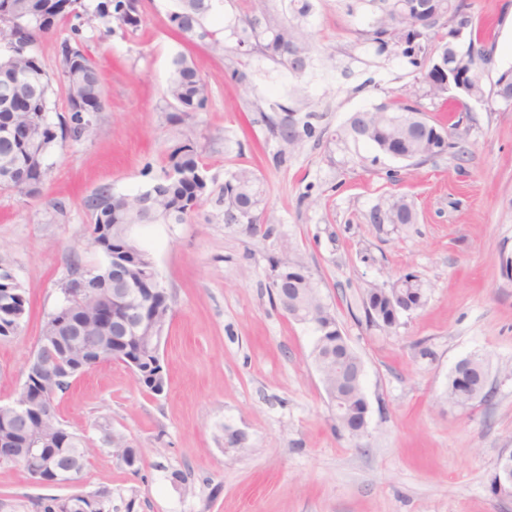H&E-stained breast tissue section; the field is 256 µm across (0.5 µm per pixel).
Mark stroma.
Listing matches in <instances>:
<instances>
[{
  "label": "stroma",
  "instance_id": "stroma-1",
  "mask_svg": "<svg viewBox=\"0 0 512 512\" xmlns=\"http://www.w3.org/2000/svg\"><path fill=\"white\" fill-rule=\"evenodd\" d=\"M465 2L492 52L491 77L512 70V0ZM312 4L310 64L300 76L256 50L218 54L175 37L170 0H141L136 30L85 29L105 101L92 136L58 142L41 199L0 193V262L30 305L21 333L0 341V404L17 395L68 280L105 262L89 243L85 205L100 185L136 193L189 141L213 188L236 169L257 173L262 217L276 232L226 227L209 203L182 224L136 227L171 307L160 349L165 390L151 393L119 362L77 378L58 412L90 440L87 468L75 486L45 487L22 467L0 466V512H39L40 498L77 488L109 491L110 512H512V496L491 490L499 456L512 450V104L491 95L472 105L453 131L464 154L416 168L369 143H343L353 112L393 96L444 123L455 107L429 92L407 59L365 42L370 14L360 0ZM287 6L224 0L211 24L282 21ZM68 35L62 23L36 40L53 78L55 124L70 118L58 69ZM180 54L206 79L209 98L175 125L165 88ZM280 104L311 116L315 136L294 146L273 137L265 117ZM392 194L412 202L415 223H373ZM287 247L363 363L361 439L336 427L312 363L315 331L272 299L270 260ZM406 273L422 280L424 306L390 327L368 323L367 289ZM475 353L489 365L491 399L464 409L441 402L449 372ZM113 428L141 450L140 471L113 456L105 442Z\"/></svg>",
  "mask_w": 512,
  "mask_h": 512
}]
</instances>
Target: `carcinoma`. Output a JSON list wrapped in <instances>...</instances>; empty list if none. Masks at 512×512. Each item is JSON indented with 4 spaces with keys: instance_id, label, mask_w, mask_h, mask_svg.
Listing matches in <instances>:
<instances>
[{
    "instance_id": "1",
    "label": "carcinoma",
    "mask_w": 512,
    "mask_h": 512,
    "mask_svg": "<svg viewBox=\"0 0 512 512\" xmlns=\"http://www.w3.org/2000/svg\"><path fill=\"white\" fill-rule=\"evenodd\" d=\"M174 10L170 14L172 30L179 36L201 42L213 51H252L259 47L273 60L288 64L293 73H302L310 60V44L301 25L311 9V0H289L292 18L278 21L273 18L246 19L243 25H228L229 37L235 45H226L221 31L212 28L209 18L223 6V0H173ZM374 8V17L365 32L369 41L379 53H394L409 59L419 69L421 79L431 83L438 66L457 65L465 69L476 68L488 61L489 51L478 40L469 39V47L476 48V54L457 57L448 50V42L428 46L430 34L435 31L438 21L458 17L461 22L472 25L463 0H433L429 8L438 12V20L424 28H414L411 21L416 0H366ZM0 12L5 19L0 21V45L7 54L0 56V190L30 196L27 186L31 183L43 185L48 177V164L30 161L31 155L39 152L49 155L55 141L71 137L76 143L92 133L89 115L104 109L101 78L97 68L85 55L83 27L94 24L105 33L112 32V24L135 29L141 24L139 0H98L89 8L85 0H0ZM71 23V36L62 41L59 54V69L64 81L66 100L71 112V126L61 123L54 126L48 121L51 111L49 95L52 78L35 51L36 34L50 32L57 22ZM174 113L173 122L204 108L209 95L206 81L188 62L178 57L165 90ZM282 116L265 117L271 135L294 145L315 135V127L291 117L293 111L279 106ZM418 108L398 100L384 102L370 110L354 113L341 130V136L354 141L371 144L379 153L386 155L393 151L410 158L409 165L420 166L425 162L446 154L437 149L434 132L445 128L426 117L405 129ZM263 189L255 171L241 168L229 174L219 192H214L203 174L199 154L191 143L174 148L168 157V172L151 179L146 187L126 200L112 201V190L93 193L87 206L95 215L92 232L99 224H182L191 212L202 204L211 202L223 214L226 224H252L259 220L257 211L262 202ZM376 224H413L416 214L412 204L403 195H392L372 213ZM399 292L408 296L417 307L425 303V291L417 276L406 274L396 279ZM302 301L313 312L331 314L323 302L317 286L309 279L299 285ZM389 289L370 288L364 300L365 316L368 322L384 323L388 317ZM140 313L166 321L169 313L167 298L161 294H145L140 304ZM314 348H332L341 358V370L336 363L323 359L317 365L322 383L349 401L353 407L360 403V389L354 384L356 371L362 361L343 336H320ZM104 359L130 365L138 362L133 373L138 382L152 393H159L158 381L162 377L143 379V370L155 374L163 365L159 364L157 353L138 350L131 345L124 349H112ZM465 367L475 379L468 385L458 382L454 375H448L444 398L461 407L480 403L486 399L480 375L487 370L486 360L478 354L464 358ZM50 429L58 435L54 447L48 453L55 456L74 458L79 450L86 451L82 466H87L89 448L86 438L56 420ZM70 512H105L109 495L96 491L85 495L67 496Z\"/></svg>"
}]
</instances>
